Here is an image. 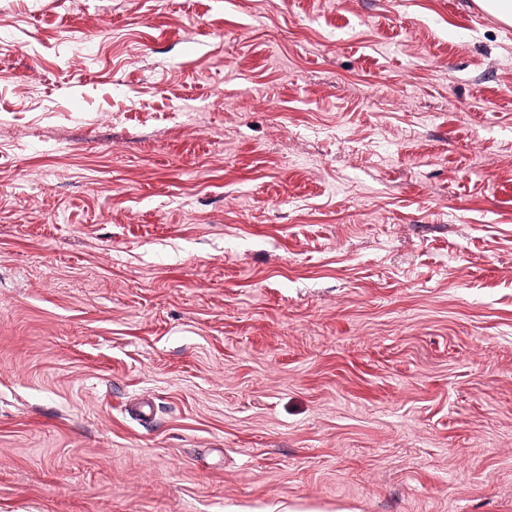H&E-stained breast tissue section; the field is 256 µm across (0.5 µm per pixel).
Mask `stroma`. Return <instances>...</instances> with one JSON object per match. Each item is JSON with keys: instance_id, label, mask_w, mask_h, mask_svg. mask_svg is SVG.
Here are the masks:
<instances>
[{"instance_id": "stroma-1", "label": "stroma", "mask_w": 512, "mask_h": 512, "mask_svg": "<svg viewBox=\"0 0 512 512\" xmlns=\"http://www.w3.org/2000/svg\"><path fill=\"white\" fill-rule=\"evenodd\" d=\"M0 512H512V24L0 0Z\"/></svg>"}]
</instances>
